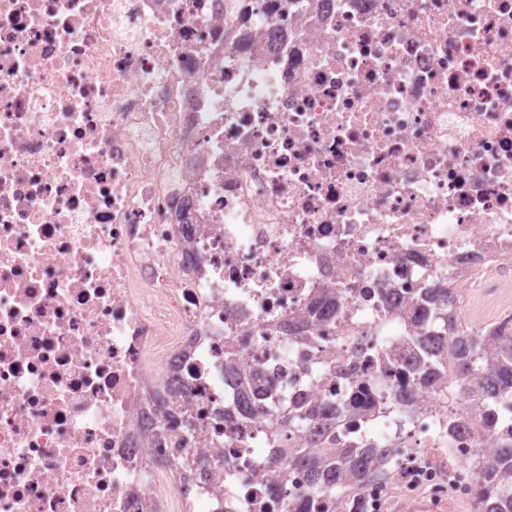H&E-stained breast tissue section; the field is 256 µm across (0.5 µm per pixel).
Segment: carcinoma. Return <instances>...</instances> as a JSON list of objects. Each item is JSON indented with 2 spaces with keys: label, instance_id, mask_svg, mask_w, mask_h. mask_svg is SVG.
Here are the masks:
<instances>
[{
  "label": "carcinoma",
  "instance_id": "obj_1",
  "mask_svg": "<svg viewBox=\"0 0 512 512\" xmlns=\"http://www.w3.org/2000/svg\"><path fill=\"white\" fill-rule=\"evenodd\" d=\"M431 300L440 312H448V319L456 316L449 290L433 289ZM453 346L459 376L481 391L487 420L505 424L500 444L477 472L482 512H512V337L475 331L456 339ZM386 457L379 448H338L329 458L297 454L291 461L309 470L311 495L317 497L332 493L342 480L367 481Z\"/></svg>",
  "mask_w": 512,
  "mask_h": 512
}]
</instances>
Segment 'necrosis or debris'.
Returning a JSON list of instances; mask_svg holds the SVG:
<instances>
[{"label": "necrosis or debris", "instance_id": "4bbe7bcc", "mask_svg": "<svg viewBox=\"0 0 512 512\" xmlns=\"http://www.w3.org/2000/svg\"><path fill=\"white\" fill-rule=\"evenodd\" d=\"M281 2L0 0V512L476 501L500 430L409 368L512 290V0ZM298 454L288 462L296 461L309 470L313 497L332 493L335 482L337 485L342 480L367 481L376 465L388 456L380 448H336L334 455L325 459Z\"/></svg>", "mask_w": 512, "mask_h": 512}]
</instances>
